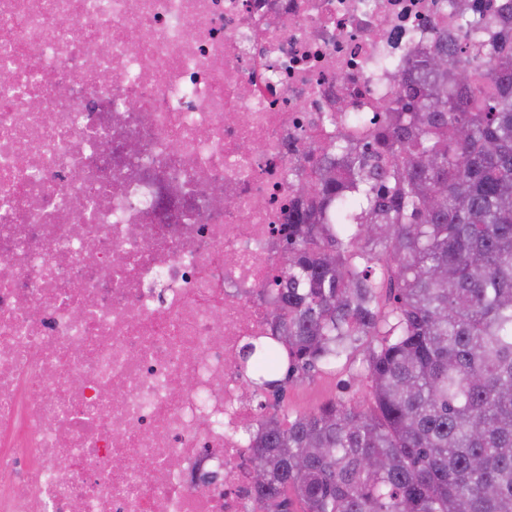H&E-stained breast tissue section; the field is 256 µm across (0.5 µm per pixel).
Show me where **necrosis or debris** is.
<instances>
[{
  "label": "necrosis or debris",
  "instance_id": "necrosis-or-debris-1",
  "mask_svg": "<svg viewBox=\"0 0 512 512\" xmlns=\"http://www.w3.org/2000/svg\"><path fill=\"white\" fill-rule=\"evenodd\" d=\"M459 2L0 0V512H251L290 182Z\"/></svg>",
  "mask_w": 512,
  "mask_h": 512
}]
</instances>
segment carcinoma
Here are the masks:
<instances>
[{
    "label": "carcinoma",
    "mask_w": 512,
    "mask_h": 512,
    "mask_svg": "<svg viewBox=\"0 0 512 512\" xmlns=\"http://www.w3.org/2000/svg\"><path fill=\"white\" fill-rule=\"evenodd\" d=\"M463 27L291 182L305 206L270 336L233 360L244 387L278 406L355 337L379 344L361 405L259 416L256 512H512V16Z\"/></svg>",
    "instance_id": "cac0c4a2"
}]
</instances>
